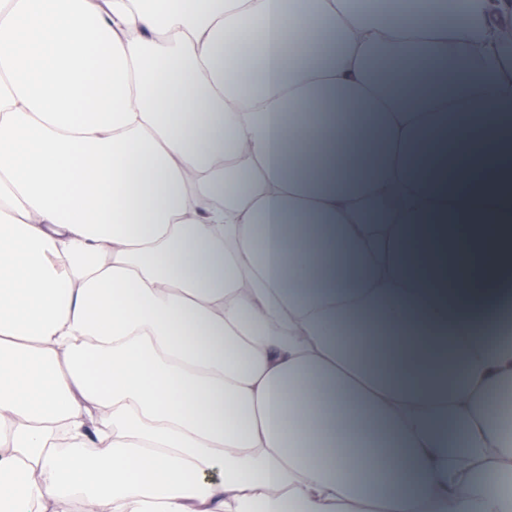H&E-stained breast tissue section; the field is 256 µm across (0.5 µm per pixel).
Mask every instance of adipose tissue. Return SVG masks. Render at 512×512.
<instances>
[{"mask_svg": "<svg viewBox=\"0 0 512 512\" xmlns=\"http://www.w3.org/2000/svg\"><path fill=\"white\" fill-rule=\"evenodd\" d=\"M510 27L0 0V512H512ZM509 318L508 320H503ZM508 322L510 335L501 337L499 327L502 323ZM484 335L488 337L489 344H496L505 339H512V282L509 279L503 286L501 302L494 308L490 319L484 326Z\"/></svg>", "mask_w": 512, "mask_h": 512, "instance_id": "1", "label": "adipose tissue"}]
</instances>
